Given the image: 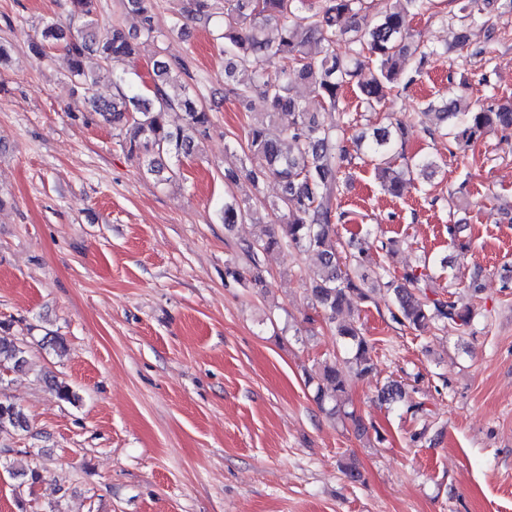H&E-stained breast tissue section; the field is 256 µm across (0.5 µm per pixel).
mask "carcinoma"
Wrapping results in <instances>:
<instances>
[{
    "label": "carcinoma",
    "mask_w": 512,
    "mask_h": 512,
    "mask_svg": "<svg viewBox=\"0 0 512 512\" xmlns=\"http://www.w3.org/2000/svg\"><path fill=\"white\" fill-rule=\"evenodd\" d=\"M428 0H187L189 18L222 17L216 35L224 53L225 90L242 107L255 96L267 105L265 112L250 124L246 133L245 180L258 189L266 178L281 182L279 199L257 204L251 195L224 203L222 220L231 227L258 213V208L276 221H265L261 233L244 243V252L253 265L259 254L286 246L292 250L317 253L322 266L320 280L311 287L316 306L335 324L342 342L344 362L360 377L373 369V346L355 321L345 318L355 301H369L377 288L393 291L392 319L423 331L432 324L446 327L470 324L469 306L455 300L428 297L425 274L406 266L398 275L390 270L369 273L359 270L361 255L341 257L330 236L339 212L341 173L348 161V149L339 132L344 113L339 108L342 90L356 84L366 108L375 110L398 86L400 62L419 56L424 65L432 52L416 44L405 27V16L421 13ZM125 8L139 18L142 31L156 32L151 0H126ZM72 15L79 22L77 34H66L60 26L46 24L39 38L31 41L32 53L41 58L53 44L63 43L70 77L83 85L94 83V67L124 64L136 55L133 37L96 19V0H72ZM277 31L271 38L268 29ZM347 47L340 49V38ZM189 74L188 64L179 59L161 62L153 69L150 97L117 89L109 100L93 102V110L119 130L121 147L131 158H149V171L163 170L159 158L176 161L192 154L195 139L212 126L209 112L198 106L186 86L172 90V81ZM303 86L327 104L324 113L310 112L297 94ZM180 110L185 124L173 125L171 112ZM286 112L291 122L278 124ZM422 115L434 117L436 131H446L457 150L464 152L496 129L512 128V102L495 108H479L465 113L464 122L448 128L456 115V101L441 97L427 104ZM406 123L399 121L360 136L362 155L374 162L384 191L398 196L419 173L432 176L435 159L422 155L396 164L393 150L406 139ZM24 349L0 337V366L18 368L25 362ZM316 399L329 404V413L341 411L348 399V384L334 361L319 368ZM26 427V416L15 403L0 399V431Z\"/></svg>",
    "instance_id": "obj_1"
}]
</instances>
